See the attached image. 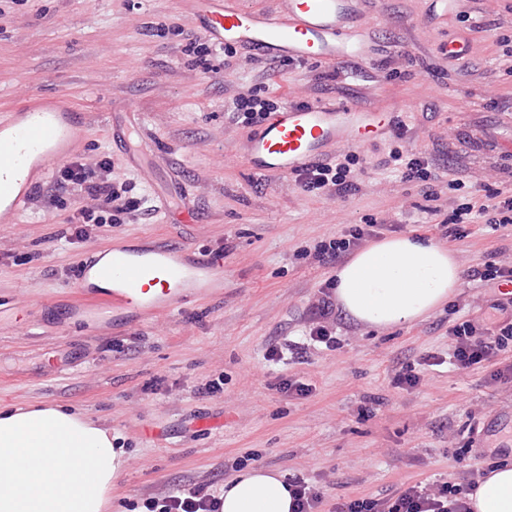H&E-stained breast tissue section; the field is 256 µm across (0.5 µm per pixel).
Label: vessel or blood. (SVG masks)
I'll use <instances>...</instances> for the list:
<instances>
[{"mask_svg": "<svg viewBox=\"0 0 512 512\" xmlns=\"http://www.w3.org/2000/svg\"><path fill=\"white\" fill-rule=\"evenodd\" d=\"M195 28L214 44L248 49L265 59L321 64L368 61L377 45L368 33L373 0H185ZM393 113L335 99L281 105L243 141L241 157L255 174H296L342 146L386 137ZM87 128V115L71 99L38 98L0 113V222L26 210L33 191L67 160ZM112 142L127 165L146 180L162 166L141 153L143 128L137 110L113 124ZM158 210L189 224L197 207L178 181L156 193ZM224 285V261L203 258L194 247L156 240L116 241L77 263L76 302L97 318L125 326L168 311L189 295Z\"/></svg>", "mask_w": 512, "mask_h": 512, "instance_id": "obj_1", "label": "vessel or blood"}]
</instances>
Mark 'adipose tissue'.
<instances>
[{
  "instance_id": "ef3b65f1",
  "label": "adipose tissue",
  "mask_w": 512,
  "mask_h": 512,
  "mask_svg": "<svg viewBox=\"0 0 512 512\" xmlns=\"http://www.w3.org/2000/svg\"><path fill=\"white\" fill-rule=\"evenodd\" d=\"M336 302L363 326L386 330L428 317L456 293L448 248L417 235L389 237L336 270ZM111 429L52 405L0 409V512H107L130 455ZM467 499L471 512H512V456ZM222 512H292L285 476L256 467L224 484Z\"/></svg>"
}]
</instances>
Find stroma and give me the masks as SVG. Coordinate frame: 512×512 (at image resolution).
<instances>
[{
    "mask_svg": "<svg viewBox=\"0 0 512 512\" xmlns=\"http://www.w3.org/2000/svg\"><path fill=\"white\" fill-rule=\"evenodd\" d=\"M196 30L182 0H0V110L67 94L88 113L75 158L112 163L113 178L152 189L112 148L107 113L135 105L145 145L168 160L199 221L177 224L157 211L105 224L90 239H63L83 199L47 212L31 200L19 223L0 224V406L51 404L118 433L131 463L112 488V512L173 488L221 493L240 468L263 466L304 479L318 512L357 499H385L408 485L462 482L473 456L493 462L512 450V382L494 371L512 352L467 372L448 356V328L493 312L500 293L470 272L491 260L512 267V224L460 225L448 241L460 264L458 291L424 320L371 332L337 312L338 345L305 358L266 352L302 340L308 306L336 267L308 251L354 224L382 223V236L436 237L417 184L384 165L390 149L434 159L444 212L477 186L512 190V0H456L448 17L428 0H384L370 33L373 64L331 70L222 55L204 71L184 51ZM468 51L441 52L458 34ZM263 85L304 104L333 96L355 105L399 106L402 139L358 148V189L345 200L306 195L293 177H259L239 156L248 132L230 122L232 98ZM457 180L461 189L450 188ZM190 243L224 259V294L116 331L71 310L78 259L113 238ZM413 388L393 378L405 365ZM223 378L222 392L201 394ZM294 378L305 397L281 392Z\"/></svg>",
    "mask_w": 512,
    "mask_h": 512,
    "instance_id": "obj_1",
    "label": "stroma"
}]
</instances>
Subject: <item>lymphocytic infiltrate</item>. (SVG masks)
<instances>
[{
	"mask_svg": "<svg viewBox=\"0 0 512 512\" xmlns=\"http://www.w3.org/2000/svg\"><path fill=\"white\" fill-rule=\"evenodd\" d=\"M280 104L279 98L264 95L256 87L236 96L229 114L232 122L253 128ZM388 160L398 165L403 181L420 184L426 198L432 202L430 213L438 217L437 227L442 237L457 238L458 225L473 223L477 218L502 227L512 224V194L506 195L492 189L482 193L477 191L469 202L460 204L446 216L437 205L440 198L436 189L439 175L427 156L415 153L405 157L393 149L388 154ZM357 161V155L348 153L330 162L316 163L296 174L295 181L309 195L343 200L357 189L349 177ZM111 168L112 164L108 161L96 168L77 160L70 161L58 169L52 186L42 195V206L49 211L57 209L62 205L64 196L73 193L88 199V206L83 207L70 221L69 242L85 240L91 227L124 224L143 214L145 200L132 196L130 183L111 180ZM376 235L373 224L355 225L340 237L317 242L312 256L319 263L328 264ZM335 286V281L326 282L320 297L310 304L309 332L304 342L290 346L295 357H303L309 347L317 344L328 348L335 344L336 338L329 327L335 313L331 294ZM448 337L454 363L458 369L467 370L504 353L512 345V321L502 322L488 317L478 326L466 320L449 327ZM472 489L469 483L443 482L432 489L417 483L399 495L380 501L354 500L338 505L335 512H470L465 495ZM146 507L148 512H220L221 500L219 496L203 493L199 489L179 488L149 498Z\"/></svg>",
	"mask_w": 512,
	"mask_h": 512,
	"instance_id": "lymphocytic-infiltrate-1",
	"label": "lymphocytic infiltrate"
}]
</instances>
